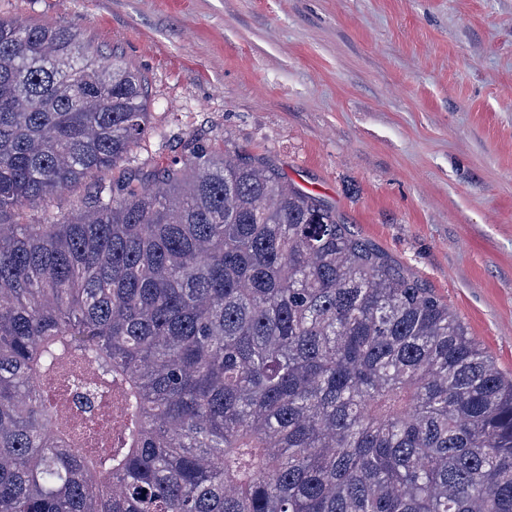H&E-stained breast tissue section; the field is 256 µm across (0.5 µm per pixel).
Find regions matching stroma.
I'll use <instances>...</instances> for the list:
<instances>
[{"label": "stroma", "instance_id": "stroma-1", "mask_svg": "<svg viewBox=\"0 0 512 512\" xmlns=\"http://www.w3.org/2000/svg\"><path fill=\"white\" fill-rule=\"evenodd\" d=\"M141 71L193 135L278 170L447 301L512 378V0H0Z\"/></svg>", "mask_w": 512, "mask_h": 512}]
</instances>
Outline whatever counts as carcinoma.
<instances>
[{
  "instance_id": "cac0c4a2",
  "label": "carcinoma",
  "mask_w": 512,
  "mask_h": 512,
  "mask_svg": "<svg viewBox=\"0 0 512 512\" xmlns=\"http://www.w3.org/2000/svg\"><path fill=\"white\" fill-rule=\"evenodd\" d=\"M147 133L138 70L0 17V512H512V379L448 304Z\"/></svg>"
}]
</instances>
